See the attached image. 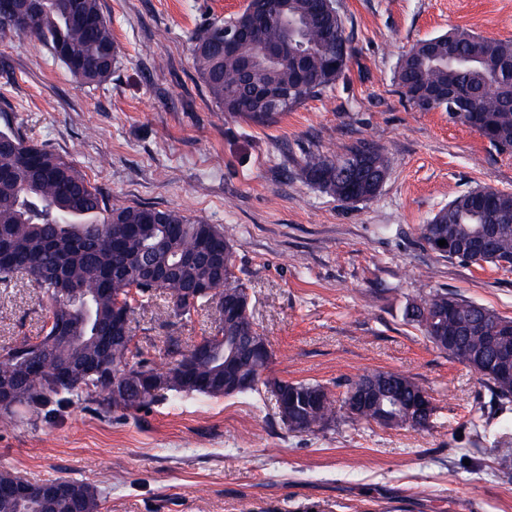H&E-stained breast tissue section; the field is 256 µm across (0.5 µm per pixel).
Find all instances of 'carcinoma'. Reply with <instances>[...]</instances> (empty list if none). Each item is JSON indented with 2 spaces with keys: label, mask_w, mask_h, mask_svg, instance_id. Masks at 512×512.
<instances>
[{
  "label": "carcinoma",
  "mask_w": 512,
  "mask_h": 512,
  "mask_svg": "<svg viewBox=\"0 0 512 512\" xmlns=\"http://www.w3.org/2000/svg\"><path fill=\"white\" fill-rule=\"evenodd\" d=\"M252 7L267 14L256 34L224 51V28L246 27L251 15L243 11L224 19L213 17L192 35L193 66L213 103L223 111L257 124L275 121L306 100L333 86L352 57L344 36L341 15H333L325 0H255ZM26 20L18 29L10 18H0V35L36 39L51 54L62 46L67 54L58 61L85 84H100L112 75L115 44L112 23L101 0H16ZM458 59L448 61V42ZM288 44L294 54L276 62L263 59L270 45ZM254 65L242 73L246 62ZM397 83L408 102L424 112L442 110L467 123L475 121L489 130V143L512 152V39L482 38L467 29L418 41L402 58ZM275 87L288 100L272 108L252 96L256 88ZM0 245L9 261L0 263V288L23 283L50 301L51 325L41 334L24 336L0 346V384L12 383L15 367L39 353L47 370L30 373L17 392V406L0 409L1 423L20 418L48 421L75 404L90 401L101 415H128L175 395L199 394L226 397L255 393L276 398L275 389L288 394L293 408L276 411L291 432L324 431L336 422L340 411L356 424L388 429L423 428L432 415L419 418L413 404L428 391L415 377L374 371L347 384L335 397L318 383L288 382L265 375L271 350H255L250 339L260 335L252 314L226 320L201 342L208 354L199 361L189 358L178 336L166 339L169 371L162 375L144 353L132 344L136 336V311L163 296L167 304L151 312V320L173 325L189 321L204 307H224L230 296H249L248 287L235 274V252L224 231L204 220L191 219L175 210L141 205L109 206L68 159L34 143L18 130L0 129ZM384 154L360 139L336 155L308 154L301 168L310 184L356 203L374 196L373 179L386 171ZM489 224L495 232L490 254L474 255L462 244L476 225ZM226 246L224 264L196 256L200 234ZM420 236L433 252L472 265L491 264L512 268V193L479 188L455 197L428 223ZM446 240L448 251L438 241ZM174 269L164 283L138 281L130 273L143 266ZM60 274L74 282L79 294L70 297L54 287L50 276ZM195 282H206L205 293L189 291ZM136 288L140 300L127 304V332L112 334L119 309L117 299ZM405 318L418 325L441 352L463 362L480 376L501 406L512 403V374L499 376L491 363L512 365V339L498 350L486 348L484 337L501 335L508 317L476 304L454 292L433 289L415 300ZM64 322L73 339L50 342L58 322ZM232 359L238 377L248 384L224 392V362ZM81 360L84 368L66 381L53 377L51 369L65 360ZM371 381L379 396L376 406L346 410L349 394L359 383ZM19 482L32 489L52 482L62 492L51 512H100L97 489L83 481L54 478L30 482L7 469L0 470V485ZM0 512H43V504L31 497L20 499L0 493Z\"/></svg>",
  "instance_id": "1"
}]
</instances>
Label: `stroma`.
Instances as JSON below:
<instances>
[{
    "instance_id": "35a3bbf8",
    "label": "stroma",
    "mask_w": 512,
    "mask_h": 512,
    "mask_svg": "<svg viewBox=\"0 0 512 512\" xmlns=\"http://www.w3.org/2000/svg\"><path fill=\"white\" fill-rule=\"evenodd\" d=\"M117 63L79 82L42 44L0 36V128L72 160L116 205L174 209L220 225L236 251L271 377L334 395L373 371L409 374L433 398L428 428L338 417L288 431L273 401L189 395L128 416L82 403L50 421L0 424V469L95 486L101 512H512V410L461 361L403 318L430 289L512 317V271L423 247L420 226L460 194L512 191V154L396 82L418 40L461 26L512 39V0H338L353 55L323 95L268 126L221 112L192 64L189 38L244 0H101ZM365 139L387 158L365 201H339L301 176L306 154ZM49 303L0 288V344L36 335Z\"/></svg>"
}]
</instances>
